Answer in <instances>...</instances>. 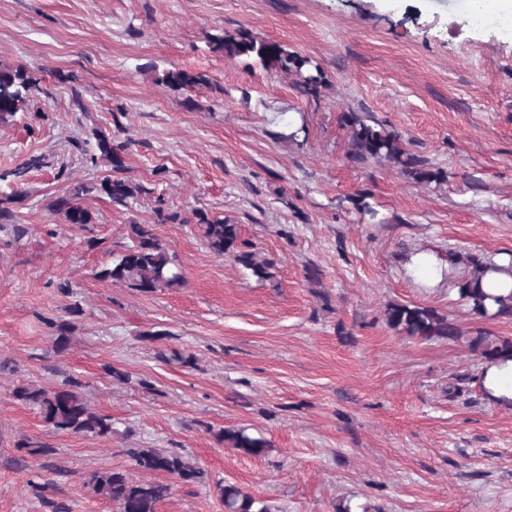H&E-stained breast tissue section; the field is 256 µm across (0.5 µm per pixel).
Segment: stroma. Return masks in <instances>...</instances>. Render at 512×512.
<instances>
[{"label": "stroma", "mask_w": 512, "mask_h": 512, "mask_svg": "<svg viewBox=\"0 0 512 512\" xmlns=\"http://www.w3.org/2000/svg\"><path fill=\"white\" fill-rule=\"evenodd\" d=\"M468 13L467 0H0V63L40 80L0 124V198L22 192L0 215V512H115L87 478L145 479L128 451L147 447L205 473L170 477L157 512H224V484L271 512H512V407L483 396L469 346L512 340V319L407 270L418 252L443 268L452 252H512V21L477 33ZM238 29L310 56L325 87L312 97L212 50ZM174 68L209 83H156ZM346 112L398 133L445 181L353 159ZM289 123L306 133L283 139ZM97 130L128 142L123 176L146 193L126 207L91 193L83 228L47 202L111 175L91 159ZM362 194L378 223L358 212ZM159 206L180 222H158ZM199 210L238 225L272 278L211 254ZM134 222L176 257L182 287L98 278ZM391 303L436 309L460 339L395 332ZM68 375L111 416L110 437L54 430L14 396ZM232 427L263 436L265 454L225 447ZM29 439L50 454L27 453Z\"/></svg>", "instance_id": "1"}]
</instances>
